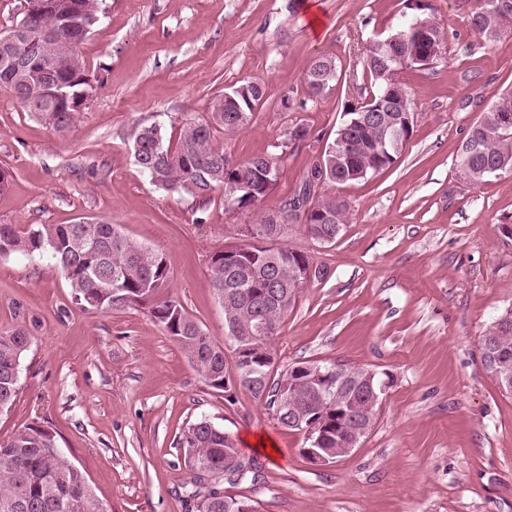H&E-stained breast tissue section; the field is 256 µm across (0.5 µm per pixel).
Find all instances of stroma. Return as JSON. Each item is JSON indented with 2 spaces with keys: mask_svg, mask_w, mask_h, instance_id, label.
<instances>
[{
  "mask_svg": "<svg viewBox=\"0 0 512 512\" xmlns=\"http://www.w3.org/2000/svg\"><path fill=\"white\" fill-rule=\"evenodd\" d=\"M447 54L406 71L414 131L403 154L367 179L328 185L347 206L335 241L293 225L287 244L321 278L306 283L273 348L275 373L343 362L386 389L376 424L351 454L308 461L297 432L277 426L245 389L233 402L207 387L147 309L76 307L43 254L0 256V331L31 336L0 443L18 429L51 428L108 512H184L185 469L176 442L208 418L263 465L259 483L223 481L225 496L258 512H512V395L483 366L478 338L512 309V175L473 184L458 173L470 126L512 91V38L486 42L468 0H428ZM81 45L100 83L73 130L58 136L0 88V224L27 229L105 219L163 253L169 293L202 329L228 344L209 276L211 255L242 244V228L279 211L299 190L321 141L287 145L292 127L333 139L345 102L370 88L359 62L386 37L406 0H104ZM318 55L341 76L312 98L303 82ZM265 89L246 129L218 135L242 160L280 152L274 189L232 212L221 193L201 202L152 184L130 144L135 126L205 118L244 81ZM300 106L283 110V97ZM267 438L272 448H255Z\"/></svg>",
  "mask_w": 512,
  "mask_h": 512,
  "instance_id": "1",
  "label": "stroma"
}]
</instances>
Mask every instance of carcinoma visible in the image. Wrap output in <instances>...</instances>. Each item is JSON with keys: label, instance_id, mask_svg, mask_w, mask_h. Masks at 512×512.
<instances>
[{"label": "carcinoma", "instance_id": "1", "mask_svg": "<svg viewBox=\"0 0 512 512\" xmlns=\"http://www.w3.org/2000/svg\"><path fill=\"white\" fill-rule=\"evenodd\" d=\"M402 15L393 28V41L371 42L361 63L370 76L372 95L379 98L386 86L396 84L390 70V53H411L416 38L423 48L441 59L446 54V35L441 25L422 12ZM512 14V0H473L470 25L488 40L507 37L499 29V18ZM102 18V0H25L23 16L6 34L14 42L0 40V88L10 90L22 108L43 119L63 136L71 131L97 90L99 79L90 73L80 46ZM339 77L336 60L318 57L308 65L303 81L309 95L316 97ZM226 106L212 109L204 120L187 118L177 135L163 124L137 126L131 132L135 161L150 181L171 192L190 195L206 203L214 192L224 195L227 209L238 202L248 210L264 197L255 176L269 173L276 179L280 159L275 154L254 155L238 161L236 169H224V148L216 144V133H234L249 123L227 126L224 109L253 118L252 105L264 97L255 82L242 83L230 91ZM412 111L408 84L393 103V119ZM512 115V93L500 96L473 123L459 150V171L473 184L490 177L512 174V134L499 130L502 117ZM392 137L388 129L371 124L351 103L343 105V118L336 136L323 155L325 169L312 163L302 177L300 190L283 203L286 222L277 225L261 219V240H279L294 213L296 202H307L317 189L316 180L327 175L329 182L344 184L374 175L395 163L413 134ZM344 202L324 191L302 225L312 239L331 243L346 224ZM44 253L61 271L71 288L73 302L85 311L110 313L141 306L176 341L192 367L207 386L224 394L231 365L224 346L209 336L188 315L181 302L160 297L171 280L164 255L122 234L104 219L78 217L70 224H40L19 229L0 224V256L11 253ZM311 264L304 252L288 245L263 246L257 242L214 252L209 272L213 290L224 309L234 355H246L247 368L240 370V387L257 398H265L274 410L282 384L296 368L274 379L273 340L294 307L300 286L295 274ZM502 342L512 349V332L500 334L494 320L482 334L481 355L491 344ZM31 338L21 327L0 332V409H9L19 393V367ZM331 377L305 383L291 394L293 407L301 415L323 417L326 423L322 448H346L350 433L340 419L356 417L373 429L377 416L356 387L369 371L328 366ZM346 397L344 411L336 412V389ZM177 448L187 472L183 502L186 512H242L252 500L224 496L217 485L226 477L233 480L261 477L259 462L243 456L233 436L211 420L203 418L189 425L179 437ZM0 512H107L89 487L81 470L58 448L55 435L40 425H28L0 444Z\"/></svg>", "mask_w": 512, "mask_h": 512}]
</instances>
